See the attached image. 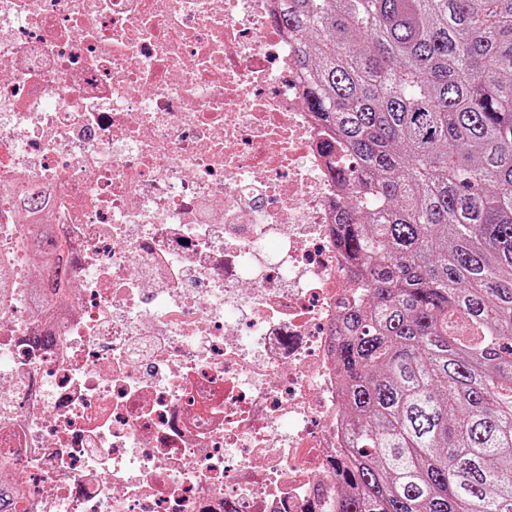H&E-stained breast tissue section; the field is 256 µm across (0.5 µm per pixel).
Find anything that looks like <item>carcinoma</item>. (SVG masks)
<instances>
[{
    "label": "carcinoma",
    "instance_id": "1",
    "mask_svg": "<svg viewBox=\"0 0 512 512\" xmlns=\"http://www.w3.org/2000/svg\"><path fill=\"white\" fill-rule=\"evenodd\" d=\"M346 188L339 512H512V0H280Z\"/></svg>",
    "mask_w": 512,
    "mask_h": 512
}]
</instances>
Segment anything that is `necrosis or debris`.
Returning <instances> with one entry per match:
<instances>
[{"instance_id":"obj_1","label":"necrosis or debris","mask_w":512,"mask_h":512,"mask_svg":"<svg viewBox=\"0 0 512 512\" xmlns=\"http://www.w3.org/2000/svg\"><path fill=\"white\" fill-rule=\"evenodd\" d=\"M276 12L0 0V485L21 480L15 512H333L353 291L328 131ZM47 231L61 288L33 263Z\"/></svg>"}]
</instances>
